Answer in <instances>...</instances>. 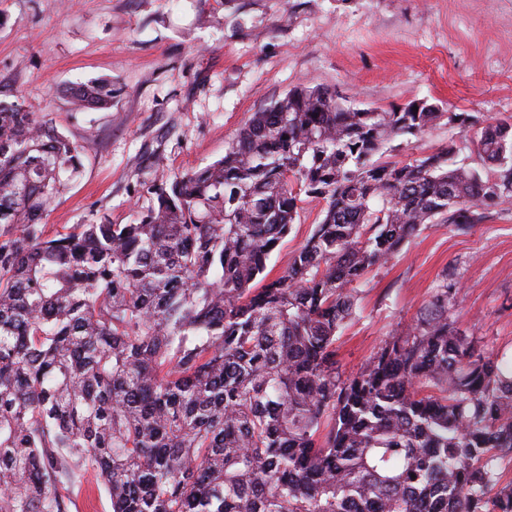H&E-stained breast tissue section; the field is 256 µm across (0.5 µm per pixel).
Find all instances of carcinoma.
I'll return each mask as SVG.
<instances>
[{
  "mask_svg": "<svg viewBox=\"0 0 512 512\" xmlns=\"http://www.w3.org/2000/svg\"><path fill=\"white\" fill-rule=\"evenodd\" d=\"M68 94L104 108L112 79ZM442 120L478 124L293 89L133 222L48 236L82 148L0 100V512H71L87 475L112 512H512V360L455 329L448 275L358 373L336 368L371 268L512 200L511 122L479 128L478 167L451 145L382 160ZM308 199L321 217L270 279Z\"/></svg>",
  "mask_w": 512,
  "mask_h": 512,
  "instance_id": "1",
  "label": "carcinoma"
}]
</instances>
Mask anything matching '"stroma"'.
<instances>
[{
    "mask_svg": "<svg viewBox=\"0 0 512 512\" xmlns=\"http://www.w3.org/2000/svg\"><path fill=\"white\" fill-rule=\"evenodd\" d=\"M112 80L110 109L72 111L66 89ZM320 85L359 108L426 99L447 112L512 120V0H0V99L21 97L81 145L83 172L43 222L47 234L131 222L148 187L211 164L252 115ZM475 132L438 123L389 161L455 143L477 165ZM305 202L273 253L279 274L318 221ZM448 317L481 350L512 357V202L466 235L429 224L361 285L338 343L344 375L404 330L442 275Z\"/></svg>",
    "mask_w": 512,
    "mask_h": 512,
    "instance_id": "1",
    "label": "stroma"
}]
</instances>
